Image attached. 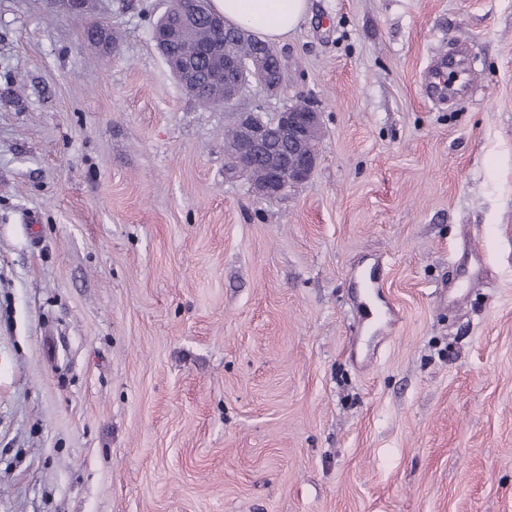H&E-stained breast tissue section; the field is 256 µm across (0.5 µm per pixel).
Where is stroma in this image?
Returning <instances> with one entry per match:
<instances>
[{
  "label": "stroma",
  "instance_id": "obj_1",
  "mask_svg": "<svg viewBox=\"0 0 512 512\" xmlns=\"http://www.w3.org/2000/svg\"><path fill=\"white\" fill-rule=\"evenodd\" d=\"M166 8L92 0L108 49L0 0V512H512V0H309L239 101L322 114L275 200ZM378 261L402 320L360 367Z\"/></svg>",
  "mask_w": 512,
  "mask_h": 512
}]
</instances>
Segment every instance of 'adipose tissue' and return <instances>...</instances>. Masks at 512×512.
<instances>
[{"label": "adipose tissue", "instance_id": "1", "mask_svg": "<svg viewBox=\"0 0 512 512\" xmlns=\"http://www.w3.org/2000/svg\"><path fill=\"white\" fill-rule=\"evenodd\" d=\"M225 20L271 39L287 36L307 13V0H211Z\"/></svg>", "mask_w": 512, "mask_h": 512}]
</instances>
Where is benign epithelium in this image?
Segmentation results:
<instances>
[{"mask_svg":"<svg viewBox=\"0 0 512 512\" xmlns=\"http://www.w3.org/2000/svg\"><path fill=\"white\" fill-rule=\"evenodd\" d=\"M91 0H50V5L61 7L74 15L87 14ZM196 0H171L166 16L179 15V21L160 28L154 37L159 49L180 40L187 29L197 21ZM210 32L224 36L231 30L245 39L247 31L240 27H229L224 15L213 13L207 18ZM211 73V98L229 105L238 99L244 90L240 82L224 79V75L248 73L269 94L278 92L282 82L281 70H273L272 55L265 50L249 56L224 53L213 48L206 50ZM168 64L185 87L193 84L195 71L173 55H166ZM236 148L231 163L238 172H251L256 162L264 164V176L253 182V192L263 199H275L288 188L306 182L312 175L318 157V146L322 133L321 112L313 105L303 103L291 105L276 113L271 120L265 119L258 108L240 109L235 112L232 124ZM276 130L278 145H269V131Z\"/></svg>","mask_w":512,"mask_h":512,"instance_id":"1","label":"benign epithelium"}]
</instances>
